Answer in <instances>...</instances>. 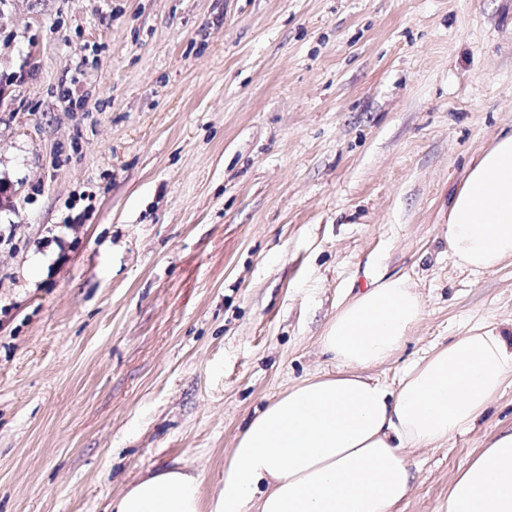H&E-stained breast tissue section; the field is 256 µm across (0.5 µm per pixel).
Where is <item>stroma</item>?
<instances>
[{"instance_id": "35a3bbf8", "label": "stroma", "mask_w": 512, "mask_h": 512, "mask_svg": "<svg viewBox=\"0 0 512 512\" xmlns=\"http://www.w3.org/2000/svg\"><path fill=\"white\" fill-rule=\"evenodd\" d=\"M0 81V512H107L172 467L215 496L377 277L423 304L369 371L389 388L512 326V263L471 273L442 234L512 131V0H0ZM505 429L512 377L409 452L397 512H437Z\"/></svg>"}]
</instances>
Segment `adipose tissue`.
<instances>
[{"label":"adipose tissue","instance_id":"ef3b65f1","mask_svg":"<svg viewBox=\"0 0 512 512\" xmlns=\"http://www.w3.org/2000/svg\"><path fill=\"white\" fill-rule=\"evenodd\" d=\"M443 236L472 271L512 261V133L468 171ZM422 316L408 280L376 279L320 338L336 373L301 380L249 421L211 502L200 474L162 469L112 512H395L413 486L408 450L473 430L512 376V342L484 326L411 364L398 390L373 381L368 369L391 359ZM439 512H512V430L458 469Z\"/></svg>","mask_w":512,"mask_h":512}]
</instances>
